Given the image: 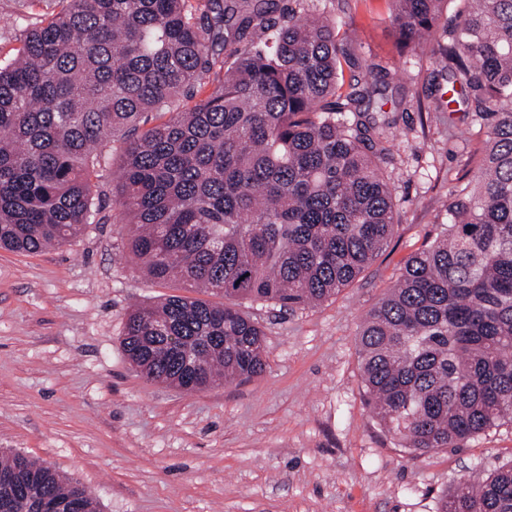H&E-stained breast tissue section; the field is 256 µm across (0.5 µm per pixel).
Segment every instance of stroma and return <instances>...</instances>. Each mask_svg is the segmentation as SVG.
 I'll use <instances>...</instances> for the list:
<instances>
[{"instance_id": "obj_1", "label": "stroma", "mask_w": 512, "mask_h": 512, "mask_svg": "<svg viewBox=\"0 0 512 512\" xmlns=\"http://www.w3.org/2000/svg\"><path fill=\"white\" fill-rule=\"evenodd\" d=\"M350 39L352 74L377 84L387 121L381 162L397 226L351 284L311 305L242 308L265 333V372L196 393L148 380L122 348L129 313L169 295L128 248L112 196L125 143L94 178L98 222L63 247L0 249V450L89 487L101 512H438L460 479L512 462V422L461 447L406 454L368 407L358 335L408 260L444 233L447 206L485 151L469 108L433 104L446 62L431 43L402 48L387 0H314ZM59 0H0V62Z\"/></svg>"}]
</instances>
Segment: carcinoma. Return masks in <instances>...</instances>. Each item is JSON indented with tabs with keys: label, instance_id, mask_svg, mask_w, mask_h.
Returning a JSON list of instances; mask_svg holds the SVG:
<instances>
[{
	"label": "carcinoma",
	"instance_id": "cac0c4a2",
	"mask_svg": "<svg viewBox=\"0 0 512 512\" xmlns=\"http://www.w3.org/2000/svg\"><path fill=\"white\" fill-rule=\"evenodd\" d=\"M0 64V248L63 246L95 223L101 148H126L116 201L147 275L171 295L129 315L122 345L147 378L187 392L266 367L240 301L292 309L349 285L391 240L377 87L344 84L336 22L309 0H63ZM406 46L442 30L444 112L461 95L487 128L474 185L445 235L405 266L358 336L367 404L406 453L454 448L512 421V0H388ZM208 80V94L140 129ZM0 512H99L91 490L0 452ZM439 512H512V464L464 479Z\"/></svg>",
	"mask_w": 512,
	"mask_h": 512
}]
</instances>
